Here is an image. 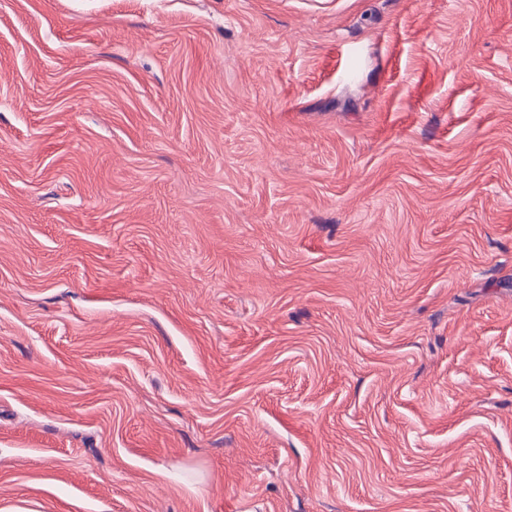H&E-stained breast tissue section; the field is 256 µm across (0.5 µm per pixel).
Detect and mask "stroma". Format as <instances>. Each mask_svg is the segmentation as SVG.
Wrapping results in <instances>:
<instances>
[{
	"label": "stroma",
	"instance_id": "obj_1",
	"mask_svg": "<svg viewBox=\"0 0 512 512\" xmlns=\"http://www.w3.org/2000/svg\"><path fill=\"white\" fill-rule=\"evenodd\" d=\"M0 512H512V0H0Z\"/></svg>",
	"mask_w": 512,
	"mask_h": 512
}]
</instances>
